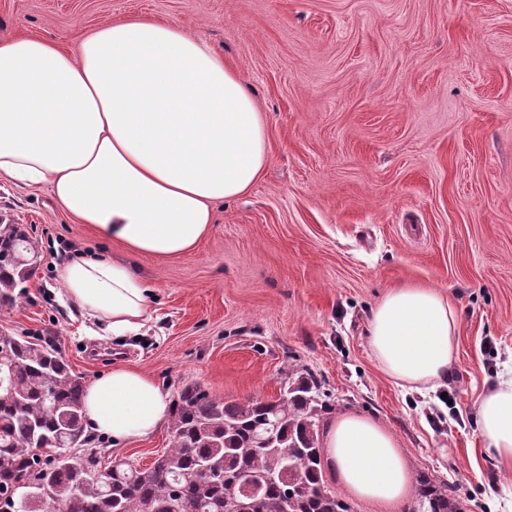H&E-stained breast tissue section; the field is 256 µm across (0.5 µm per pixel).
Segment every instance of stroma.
<instances>
[{"mask_svg":"<svg viewBox=\"0 0 512 512\" xmlns=\"http://www.w3.org/2000/svg\"><path fill=\"white\" fill-rule=\"evenodd\" d=\"M130 14L223 53L265 118L270 163L215 204L194 249L137 257L155 295L122 337L63 304L57 270L125 247L48 187L0 179V219L40 251L0 334L53 337L87 384L123 364L227 401L276 397L289 366L309 368L335 414L389 430L413 476L495 512L512 471L487 457L475 406L512 360V0H0V31L70 44ZM405 285L446 290L461 317L434 392L398 385L368 347L372 309Z\"/></svg>","mask_w":512,"mask_h":512,"instance_id":"35a3bbf8","label":"stroma"}]
</instances>
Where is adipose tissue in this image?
<instances>
[{"instance_id":"ef3b65f1","label":"adipose tissue","mask_w":512,"mask_h":512,"mask_svg":"<svg viewBox=\"0 0 512 512\" xmlns=\"http://www.w3.org/2000/svg\"><path fill=\"white\" fill-rule=\"evenodd\" d=\"M270 160L264 116L234 67L202 37L128 15L64 48L34 35H0V179L49 186L60 207L129 260L65 262L64 297L115 335L140 330L152 289L131 257L195 248L212 205L248 191ZM369 348L401 386L446 379L460 319L447 293L391 289L373 309ZM169 393L123 365L86 390V427L114 444L145 440L166 422ZM487 454L512 467V370L476 404ZM325 462L351 495L390 508L413 478L392 434L356 412L331 419Z\"/></svg>"}]
</instances>
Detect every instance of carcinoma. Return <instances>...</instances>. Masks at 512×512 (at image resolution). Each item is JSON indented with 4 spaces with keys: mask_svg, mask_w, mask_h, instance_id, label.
I'll return each instance as SVG.
<instances>
[{
    "mask_svg": "<svg viewBox=\"0 0 512 512\" xmlns=\"http://www.w3.org/2000/svg\"><path fill=\"white\" fill-rule=\"evenodd\" d=\"M38 245L23 224L0 223V307L27 294ZM7 385L0 386V478L22 476L35 448L51 453L41 484L21 512H352L325 481L321 435L333 406L310 371L288 370L279 396L224 401L196 385L181 389L169 417L171 447L150 467L129 461L106 479L95 477L107 449L85 427L83 378L53 339L0 335ZM270 433L266 445L258 438ZM251 493L230 492L240 478ZM407 512H462L448 481L421 475Z\"/></svg>",
    "mask_w": 512,
    "mask_h": 512,
    "instance_id": "carcinoma-1",
    "label": "carcinoma"
}]
</instances>
